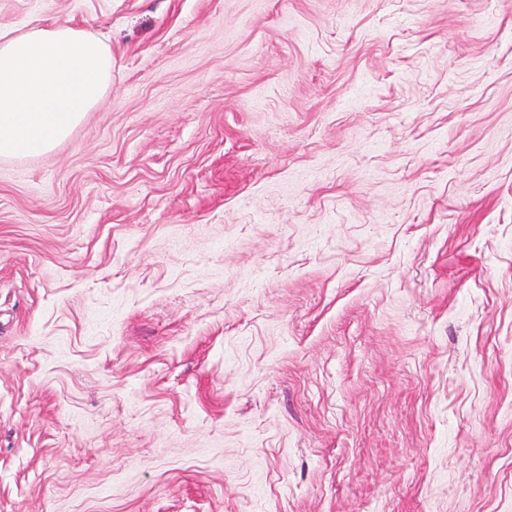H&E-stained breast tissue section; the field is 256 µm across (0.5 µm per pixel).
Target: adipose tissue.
Segmentation results:
<instances>
[{
    "label": "adipose tissue",
    "mask_w": 512,
    "mask_h": 512,
    "mask_svg": "<svg viewBox=\"0 0 512 512\" xmlns=\"http://www.w3.org/2000/svg\"><path fill=\"white\" fill-rule=\"evenodd\" d=\"M112 84L99 40L55 24L0 30V158H28L67 138Z\"/></svg>",
    "instance_id": "obj_1"
}]
</instances>
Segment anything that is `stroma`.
<instances>
[{
    "mask_svg": "<svg viewBox=\"0 0 512 512\" xmlns=\"http://www.w3.org/2000/svg\"><path fill=\"white\" fill-rule=\"evenodd\" d=\"M112 85L0 159V512H512V0H0Z\"/></svg>",
    "mask_w": 512,
    "mask_h": 512,
    "instance_id": "stroma-1",
    "label": "stroma"
}]
</instances>
